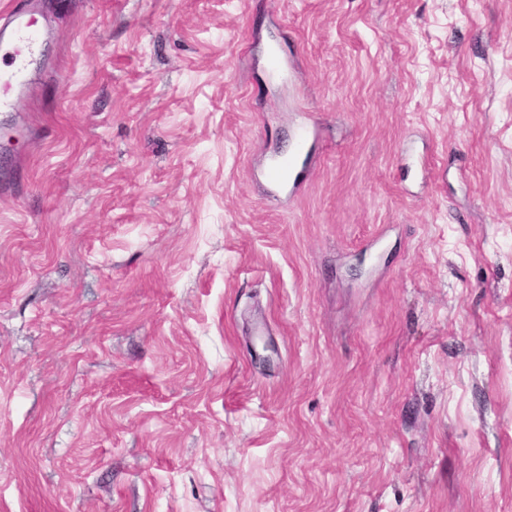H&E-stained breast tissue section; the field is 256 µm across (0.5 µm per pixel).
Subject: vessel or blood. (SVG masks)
Listing matches in <instances>:
<instances>
[{
  "instance_id": "1",
  "label": "vessel or blood",
  "mask_w": 512,
  "mask_h": 512,
  "mask_svg": "<svg viewBox=\"0 0 512 512\" xmlns=\"http://www.w3.org/2000/svg\"><path fill=\"white\" fill-rule=\"evenodd\" d=\"M11 28L7 41H0V54L11 60L9 71H0V112L13 109L15 101L29 85L32 66L41 52L42 41L38 33L39 20L26 0H19L10 13ZM310 131L301 128L292 154L286 158H274L269 172L274 182L299 181L303 168L302 158L308 155Z\"/></svg>"
}]
</instances>
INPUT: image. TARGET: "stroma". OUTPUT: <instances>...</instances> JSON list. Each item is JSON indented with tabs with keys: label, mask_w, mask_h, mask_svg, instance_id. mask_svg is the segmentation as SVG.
Here are the masks:
<instances>
[{
	"label": "stroma",
	"mask_w": 512,
	"mask_h": 512,
	"mask_svg": "<svg viewBox=\"0 0 512 512\" xmlns=\"http://www.w3.org/2000/svg\"><path fill=\"white\" fill-rule=\"evenodd\" d=\"M42 7L0 512H512V0ZM310 130L303 127L299 130L292 154L288 158H274L269 165L270 176L276 183H290L295 185L303 174V167L299 165L302 158L308 155V141Z\"/></svg>",
	"instance_id": "stroma-1"
}]
</instances>
